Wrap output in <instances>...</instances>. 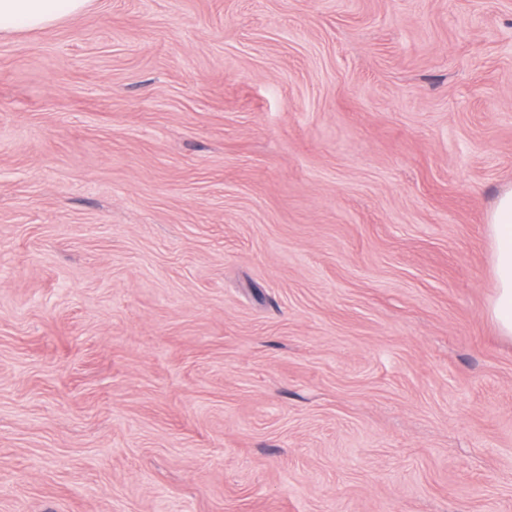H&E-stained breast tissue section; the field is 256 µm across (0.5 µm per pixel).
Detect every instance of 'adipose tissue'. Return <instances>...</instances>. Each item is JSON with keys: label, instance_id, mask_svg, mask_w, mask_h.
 Wrapping results in <instances>:
<instances>
[{"label": "adipose tissue", "instance_id": "ef3b65f1", "mask_svg": "<svg viewBox=\"0 0 512 512\" xmlns=\"http://www.w3.org/2000/svg\"><path fill=\"white\" fill-rule=\"evenodd\" d=\"M88 0H0V35L48 28L81 14ZM494 292L488 315L501 336L512 339V186L503 189L488 213Z\"/></svg>", "mask_w": 512, "mask_h": 512}]
</instances>
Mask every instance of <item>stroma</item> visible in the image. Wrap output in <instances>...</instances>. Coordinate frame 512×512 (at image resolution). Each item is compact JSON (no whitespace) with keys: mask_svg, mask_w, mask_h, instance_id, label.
<instances>
[{"mask_svg":"<svg viewBox=\"0 0 512 512\" xmlns=\"http://www.w3.org/2000/svg\"><path fill=\"white\" fill-rule=\"evenodd\" d=\"M512 0H90L0 37V512H512ZM486 224L494 288L487 312L500 336L512 339V186L498 194Z\"/></svg>","mask_w":512,"mask_h":512,"instance_id":"35a3bbf8","label":"stroma"}]
</instances>
